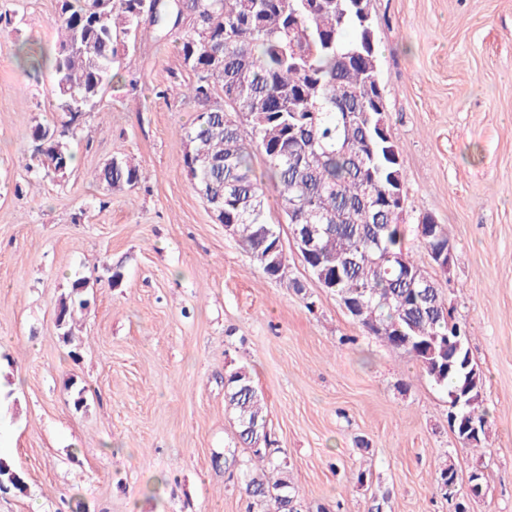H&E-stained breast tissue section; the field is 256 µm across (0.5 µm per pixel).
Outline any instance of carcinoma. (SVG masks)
Wrapping results in <instances>:
<instances>
[{
    "mask_svg": "<svg viewBox=\"0 0 512 512\" xmlns=\"http://www.w3.org/2000/svg\"><path fill=\"white\" fill-rule=\"evenodd\" d=\"M370 0H59L60 40L51 58L56 110L62 130L31 127L35 159L46 174L65 178L73 153L68 133L83 124L119 73L118 46L136 44L146 25L176 38L184 62L196 74L188 94L205 106L186 133L183 163L196 193L266 275L286 274L281 224L266 211L271 188L290 228L315 232L314 279L337 297L354 300L364 332L417 362L430 381L447 391L455 422L451 431L466 445L486 439L481 411L483 373L467 344L451 356L449 342L467 336L465 325L436 279L405 246L406 175L394 140L380 82L375 19L364 20ZM224 105L209 106L216 93ZM264 169L256 173L254 152ZM109 189L133 187L140 169L126 159L107 162L95 175ZM417 235L433 253L448 246V227L426 215ZM87 282L73 281L59 299L56 324L72 341L74 313L90 304ZM224 404L236 419L238 442L257 458L240 466L241 489L258 512H301L286 465L275 459L266 402L249 371L224 377ZM478 427L473 434L469 426ZM458 473L452 464L435 487L454 512ZM27 483L0 455V493L23 495Z\"/></svg>",
    "mask_w": 512,
    "mask_h": 512,
    "instance_id": "carcinoma-1",
    "label": "carcinoma"
}]
</instances>
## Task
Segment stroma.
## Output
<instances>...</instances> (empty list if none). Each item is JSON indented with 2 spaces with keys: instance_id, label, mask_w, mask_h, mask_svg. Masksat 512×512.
<instances>
[{
  "instance_id": "stroma-1",
  "label": "stroma",
  "mask_w": 512,
  "mask_h": 512,
  "mask_svg": "<svg viewBox=\"0 0 512 512\" xmlns=\"http://www.w3.org/2000/svg\"><path fill=\"white\" fill-rule=\"evenodd\" d=\"M371 8L406 234L425 215L448 227L454 263L438 286L485 374L483 447L458 440L446 390L362 331L289 231L279 280L213 220L183 164L200 107L169 93L195 79L173 40L119 50L125 80L70 134L71 175L44 176L29 131L61 125L51 70L24 71L17 49L54 53L57 0H0L23 18L0 39V453L28 485L0 495V512H256L222 463L230 448L247 457L224 406L240 366L304 512H454L435 490L447 463L469 512H512V0ZM113 158L141 181H96ZM77 278L90 306L68 344L56 307Z\"/></svg>"
}]
</instances>
